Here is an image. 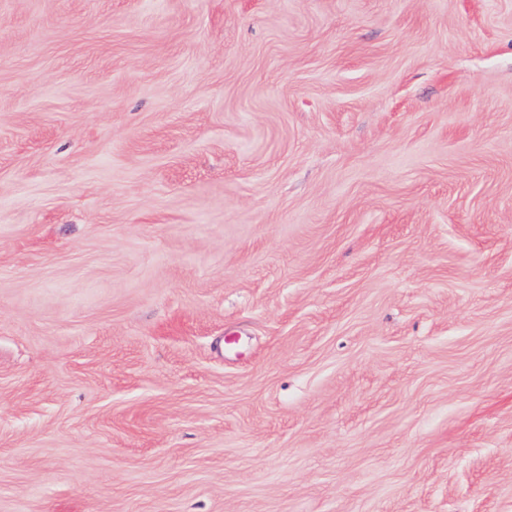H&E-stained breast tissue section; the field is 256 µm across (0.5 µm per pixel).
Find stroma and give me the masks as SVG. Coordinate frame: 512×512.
Listing matches in <instances>:
<instances>
[{
    "instance_id": "stroma-1",
    "label": "stroma",
    "mask_w": 512,
    "mask_h": 512,
    "mask_svg": "<svg viewBox=\"0 0 512 512\" xmlns=\"http://www.w3.org/2000/svg\"><path fill=\"white\" fill-rule=\"evenodd\" d=\"M0 512H512V0H0Z\"/></svg>"
}]
</instances>
